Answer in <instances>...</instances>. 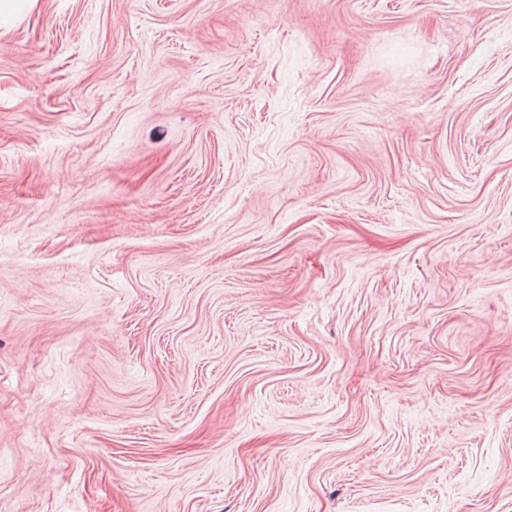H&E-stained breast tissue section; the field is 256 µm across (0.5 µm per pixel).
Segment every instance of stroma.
<instances>
[{
    "label": "stroma",
    "mask_w": 512,
    "mask_h": 512,
    "mask_svg": "<svg viewBox=\"0 0 512 512\" xmlns=\"http://www.w3.org/2000/svg\"><path fill=\"white\" fill-rule=\"evenodd\" d=\"M0 512H512V0H10Z\"/></svg>",
    "instance_id": "stroma-1"
}]
</instances>
